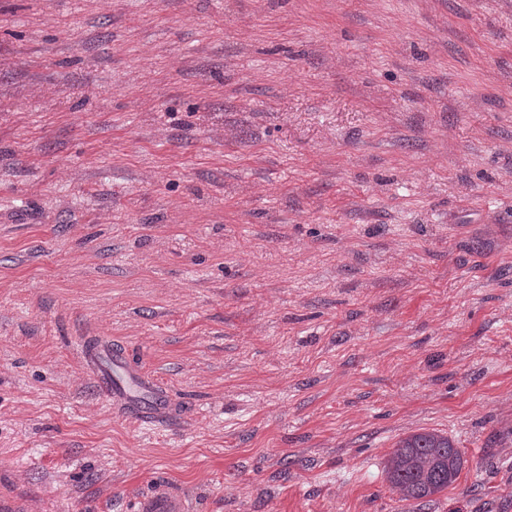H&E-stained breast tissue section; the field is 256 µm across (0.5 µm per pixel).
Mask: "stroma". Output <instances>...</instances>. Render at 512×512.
<instances>
[{
	"label": "stroma",
	"mask_w": 512,
	"mask_h": 512,
	"mask_svg": "<svg viewBox=\"0 0 512 512\" xmlns=\"http://www.w3.org/2000/svg\"><path fill=\"white\" fill-rule=\"evenodd\" d=\"M170 499L512 512V0H0V505ZM81 357L103 397L128 415L143 420L169 414L167 394L134 367L125 350L111 344H97L82 349ZM465 463L448 435L423 431L398 441L385 465V477L406 500H424L448 489Z\"/></svg>",
	"instance_id": "stroma-1"
}]
</instances>
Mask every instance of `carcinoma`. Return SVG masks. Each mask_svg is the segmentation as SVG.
<instances>
[{
	"mask_svg": "<svg viewBox=\"0 0 512 512\" xmlns=\"http://www.w3.org/2000/svg\"><path fill=\"white\" fill-rule=\"evenodd\" d=\"M465 463L447 435L423 431L398 441L385 465V477L403 498L424 500L452 485Z\"/></svg>",
	"mask_w": 512,
	"mask_h": 512,
	"instance_id": "1",
	"label": "carcinoma"
}]
</instances>
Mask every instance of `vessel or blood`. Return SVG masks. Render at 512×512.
I'll return each mask as SVG.
<instances>
[{
    "label": "vessel or blood",
    "instance_id": "obj_1",
    "mask_svg": "<svg viewBox=\"0 0 512 512\" xmlns=\"http://www.w3.org/2000/svg\"><path fill=\"white\" fill-rule=\"evenodd\" d=\"M81 357L103 397L125 413L141 420L168 415L167 394L134 367L124 350L97 344L82 349Z\"/></svg>",
    "mask_w": 512,
    "mask_h": 512
}]
</instances>
